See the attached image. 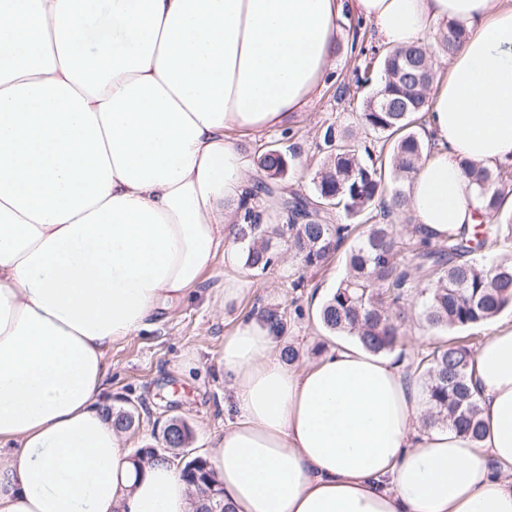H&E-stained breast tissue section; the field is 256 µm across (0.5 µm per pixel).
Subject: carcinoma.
I'll list each match as a JSON object with an SVG mask.
<instances>
[{"label":"carcinoma","instance_id":"cac0c4a2","mask_svg":"<svg viewBox=\"0 0 512 512\" xmlns=\"http://www.w3.org/2000/svg\"><path fill=\"white\" fill-rule=\"evenodd\" d=\"M466 30L450 22L433 46H411L386 54L378 63L379 89L367 97L359 113L361 123L390 144L389 150L360 154L357 145L327 129L324 142L328 158L314 178V196L279 192V209L288 221L273 224L263 211L251 205L238 214L232 242L240 246L243 267L257 276L278 259L276 244L289 242L302 265L322 268L354 234L353 224H329L325 210L340 206L353 220L367 210L379 214L366 235L346 253V276L323 302L319 320L332 335L351 336L374 354L393 351L408 318L405 296L410 273L402 264L400 235L388 221L404 211L406 192L400 180L416 173L434 150L416 130L429 112L427 89L436 67L432 60L453 56ZM294 156L278 149L265 152L258 161L264 178L257 181L254 198L274 194L269 180L283 178ZM466 175L479 188L486 222L474 231L461 230L433 243L419 242L415 270L423 283L422 316L433 329L463 331L493 321L512 306V255H494L502 243L512 241V212L505 209L512 187V167L489 168L464 160ZM469 346L448 342L432 347L424 363V395L429 406V424L450 425L458 432L478 438L482 434L479 405L469 381L473 371ZM114 424L128 430L134 426L137 407L112 408ZM192 430L180 419L170 420L162 430L161 445L174 448L191 442ZM181 475L194 491L195 512H229L218 480L205 459L187 461Z\"/></svg>","mask_w":512,"mask_h":512}]
</instances>
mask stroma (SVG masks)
<instances>
[{"label":"stroma","mask_w":512,"mask_h":512,"mask_svg":"<svg viewBox=\"0 0 512 512\" xmlns=\"http://www.w3.org/2000/svg\"><path fill=\"white\" fill-rule=\"evenodd\" d=\"M382 50L370 24L359 25L353 48L339 47L335 65L306 112L289 120L287 128L244 141V149L255 159L273 148L294 154V165L280 180V187L312 195L313 179L326 158L323 133L327 127L349 131L358 146L380 150L382 138L357 121L373 87L358 84L354 70L365 67ZM278 253V261L264 275L235 268L242 292L235 304L223 310L213 304L224 286L225 272L223 256H216L193 295L164 310L149 329L113 344L108 356L112 402L134 404L140 412L138 427L126 435L127 451L159 447L161 429L173 418L185 421L192 430L191 456L205 455L213 447L229 420L224 411L229 390L218 374V361L224 337L239 317L265 308L280 312L287 330L279 344L294 347L297 364L314 360L328 349L333 338L320 324L317 309L345 276L344 255L311 271L302 267L287 245H280ZM407 308L403 335L391 357L411 375L432 344L447 341L449 335L424 322L418 291L410 292Z\"/></svg>","instance_id":"1"}]
</instances>
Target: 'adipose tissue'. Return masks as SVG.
I'll list each match as a JSON object with an SVG mask.
<instances>
[{
    "instance_id": "obj_1",
    "label": "adipose tissue",
    "mask_w": 512,
    "mask_h": 512,
    "mask_svg": "<svg viewBox=\"0 0 512 512\" xmlns=\"http://www.w3.org/2000/svg\"><path fill=\"white\" fill-rule=\"evenodd\" d=\"M351 18L391 52L467 29L407 199L418 236L473 228L462 160L512 164V0H0V512H192L173 463L135 472L108 354L237 265L242 142L305 111ZM276 348L259 314L224 338L208 462L232 512H512V325L474 356L478 439L422 429L391 358Z\"/></svg>"
}]
</instances>
